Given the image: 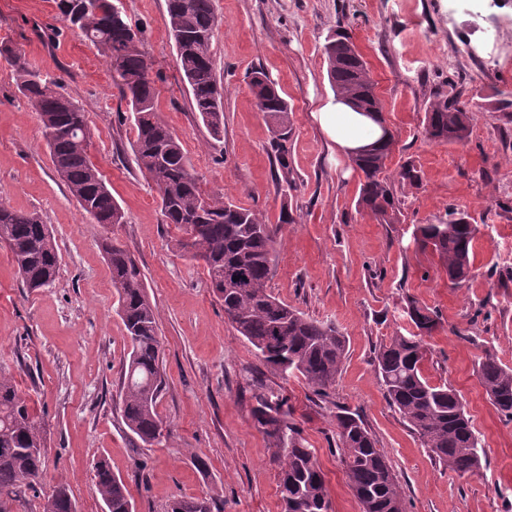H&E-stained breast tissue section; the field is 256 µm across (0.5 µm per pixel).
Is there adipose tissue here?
I'll return each mask as SVG.
<instances>
[{
    "label": "adipose tissue",
    "instance_id": "ef3b65f1",
    "mask_svg": "<svg viewBox=\"0 0 512 512\" xmlns=\"http://www.w3.org/2000/svg\"><path fill=\"white\" fill-rule=\"evenodd\" d=\"M322 129L334 140L337 149H350L376 143L382 134L379 124L365 114L352 111L338 98H330L319 108Z\"/></svg>",
    "mask_w": 512,
    "mask_h": 512
}]
</instances>
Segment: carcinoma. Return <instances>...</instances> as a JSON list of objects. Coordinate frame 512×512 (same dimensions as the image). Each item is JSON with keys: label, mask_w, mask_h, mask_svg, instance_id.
Returning <instances> with one entry per match:
<instances>
[{"label": "carcinoma", "mask_w": 512, "mask_h": 512, "mask_svg": "<svg viewBox=\"0 0 512 512\" xmlns=\"http://www.w3.org/2000/svg\"><path fill=\"white\" fill-rule=\"evenodd\" d=\"M115 0H57L63 21L77 28L106 58L112 86L133 117L134 161L157 187L163 223L173 225L177 247L203 262L210 287L224 306L234 330L267 366L287 377L302 378L320 396L336 387L347 354L344 334L332 321H320L276 298L267 288L276 252L278 228L254 210L225 202L202 190L180 139L160 120L153 64L144 50L141 31L125 10L112 11ZM171 35L183 41L177 66L187 83L194 112L213 139L224 132V101L212 57L217 26L214 0H165ZM323 54L328 80L339 96L349 93L365 61L350 38L335 34ZM0 57L13 67L17 88L38 113L51 161L84 214L96 224H123L125 214L104 175L91 160L90 131L83 108L63 95L25 57L9 47ZM250 89L259 111L288 127V101L260 70L251 73ZM426 136L440 143H461L471 133L468 110L455 99L441 97L425 112ZM386 152L355 162L363 174L358 206L384 224L398 221L393 187L383 175ZM475 225L465 218L420 224L416 244H434L448 280H467L472 268ZM0 244L10 254L22 287L33 293L50 286L59 268L54 236L35 212L0 204ZM101 249L118 294V312L130 342L120 387L121 417L134 439L145 447L162 442L163 419L157 403L164 389L157 367L161 349L158 313L136 257L106 238ZM239 280H233V277ZM406 314L419 330L397 334L378 349L373 363L389 403L418 435L430 455L449 471L464 476L482 467V443L466 412L462 396L446 384L433 385L423 376L426 352L422 334L437 328L428 308L410 301ZM481 385L491 404L512 416V368L487 354L479 364ZM251 414L279 464L278 494L282 512H329L326 480L314 449L288 420L284 401L250 376ZM336 436L347 483L361 512H405L404 498L384 451L355 411L339 407ZM48 429L18 391L13 376L0 370V512H15L26 492L41 480ZM95 485L108 512H136L121 477L105 459L95 464ZM68 485L57 482L40 503V512H76ZM216 499L175 497L167 512H216Z\"/></svg>", "instance_id": "carcinoma-1"}]
</instances>
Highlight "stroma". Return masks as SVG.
I'll list each match as a JSON object with an SVG mask.
<instances>
[{
  "label": "stroma",
  "instance_id": "1",
  "mask_svg": "<svg viewBox=\"0 0 512 512\" xmlns=\"http://www.w3.org/2000/svg\"><path fill=\"white\" fill-rule=\"evenodd\" d=\"M122 5L145 34L159 117L181 140L203 190L270 224L288 212L268 287L307 316L333 320L348 352L327 402L302 378L261 362L225 319L202 263L183 255L176 231L163 224L104 57L63 22L55 0H0V43L83 106L90 156L125 213L109 228L83 214L54 170L13 68L0 60V203L37 211L61 260L54 284L30 293L0 246V369L50 430L40 493L61 480L78 512H102L94 465L103 457L137 512H166L172 498L205 494L222 512H281L279 467L251 416L247 377L255 371L287 399L325 474L333 512H361L336 446L340 406L359 412L384 449L407 512H512V421L490 403L478 374L488 353L512 367V0L485 9L469 0H215L213 61L224 89L218 141L197 119L176 65L165 0ZM337 30L366 61L395 137L386 162L399 201L395 224L358 208L361 174L314 117L333 94L323 46ZM256 68L289 103L287 130L255 105L248 81ZM439 93L469 110L467 141L427 138L424 115ZM405 165L419 175L414 185L399 181ZM452 210L477 227L472 275L458 286L413 238L416 225L447 221ZM107 235L142 264L159 314L166 385L158 412L167 434L153 447L133 439L121 418L128 342L99 248ZM410 299L441 318L424 339L422 371L465 401L484 450L475 475L458 476L430 456L374 370L380 345L415 333L403 311ZM197 457L205 470L194 467Z\"/></svg>",
  "mask_w": 512,
  "mask_h": 512
}]
</instances>
